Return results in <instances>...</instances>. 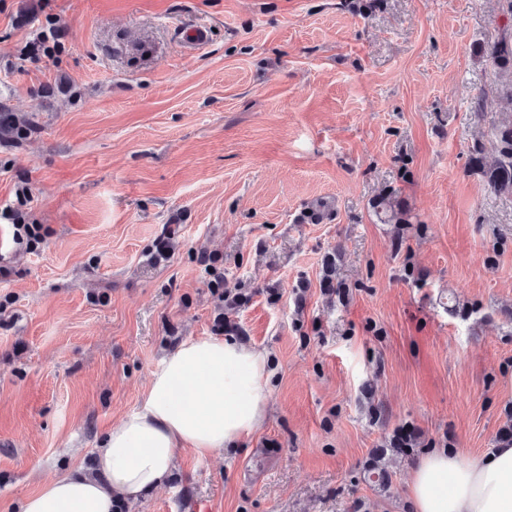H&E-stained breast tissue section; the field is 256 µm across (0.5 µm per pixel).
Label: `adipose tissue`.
Returning <instances> with one entry per match:
<instances>
[{
    "label": "adipose tissue",
    "mask_w": 512,
    "mask_h": 512,
    "mask_svg": "<svg viewBox=\"0 0 512 512\" xmlns=\"http://www.w3.org/2000/svg\"><path fill=\"white\" fill-rule=\"evenodd\" d=\"M269 394L264 353L229 337H189L152 371L137 409L103 434L91 472L76 469L27 496L22 512H112L168 483L181 451L199 458L258 429ZM414 512H512V444L461 459L423 456L409 483Z\"/></svg>",
    "instance_id": "ef3b65f1"
}]
</instances>
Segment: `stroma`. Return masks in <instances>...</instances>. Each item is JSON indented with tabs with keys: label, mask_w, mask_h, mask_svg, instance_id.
Here are the masks:
<instances>
[{
	"label": "stroma",
	"mask_w": 512,
	"mask_h": 512,
	"mask_svg": "<svg viewBox=\"0 0 512 512\" xmlns=\"http://www.w3.org/2000/svg\"><path fill=\"white\" fill-rule=\"evenodd\" d=\"M502 5L0 0V101L36 122L0 143V512L89 465L188 337L267 354L264 422L124 512H411L427 451L512 441V196L468 166L512 123ZM495 67L502 73L512 74V38L508 32L486 52ZM374 209L380 216V220L385 224H402L406 223L405 214L400 209L398 202L393 197L392 191H386L380 199L373 204Z\"/></svg>",
	"instance_id": "obj_1"
}]
</instances>
